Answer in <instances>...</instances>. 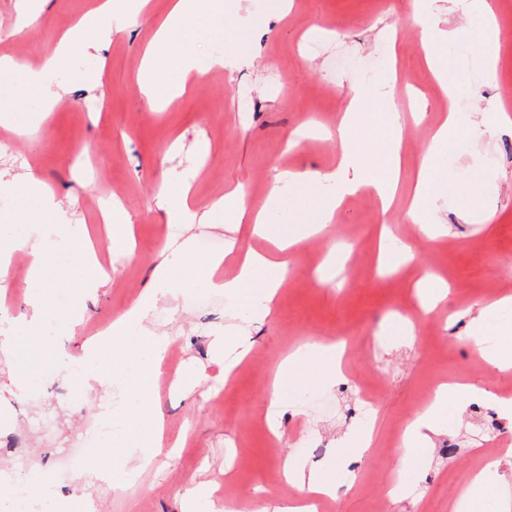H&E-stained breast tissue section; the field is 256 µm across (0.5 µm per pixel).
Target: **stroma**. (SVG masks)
Instances as JSON below:
<instances>
[{
    "instance_id": "obj_1",
    "label": "stroma",
    "mask_w": 512,
    "mask_h": 512,
    "mask_svg": "<svg viewBox=\"0 0 512 512\" xmlns=\"http://www.w3.org/2000/svg\"><path fill=\"white\" fill-rule=\"evenodd\" d=\"M224 28L203 34L194 45L209 54L214 43L231 55L226 29L236 17H265L251 35L250 65L219 68L176 98L166 109H152L141 96L138 72L142 52L166 16L170 0H150L136 26L112 36L95 55L74 51L85 70L96 73L100 88L73 85L35 137H17L32 168L59 199L76 204L110 274L105 288L86 299L76 335L54 345H27L22 358L31 372L29 385L15 389L0 379V470L12 475L18 490L34 494L27 470L52 472L58 458L83 441L91 425L109 420L116 395L73 384L71 376L48 374L50 356H76L81 346L107 328L152 282L161 253L173 243V232L155 206L159 186L169 176L196 172L193 205L207 210L230 189H239L249 208L264 204L274 167L329 172L336 168V138L316 135L291 146L293 132L313 121L335 129L354 93H369L356 66L382 56L391 64L379 78L396 77L398 86L419 97V112L400 115L405 179L416 174L422 153L448 112V102L429 72L409 16V0H293L285 19L270 14V0H233ZM95 0H50L41 25L12 35L22 7L20 0H0V53L22 62H36L50 52L63 31L88 12ZM500 27V66L489 80L479 57L470 50L458 56L466 78L460 96L468 107L460 112V132L470 138L469 150L453 167L463 177L470 165L486 168L494 189L488 200L495 212L487 224H476L463 206L438 200L437 223L446 236L432 241L404 217L405 194H398L390 213L377 198L362 193L347 198L328 234L294 252L271 317L248 329L251 352L232 380L224 378L225 357L215 346L219 336H234L240 322L220 291L206 290L205 305L189 307L187 286L159 301L151 315L156 331L178 350L171 383L157 381L151 410L163 421L162 446L151 466L139 472L130 490L119 491L102 479L79 473L57 479L63 496L79 497L89 512H189L187 492L208 485L217 505L233 512H259L269 503L297 497L282 470L292 458L305 470L333 481L332 496L318 499V512H448L459 488L486 466L500 465L492 476L491 495L512 500V457L500 442L488 444V421L464 408L458 422L433 436L426 470L415 485L420 495L384 497L382 486L394 475L398 436L427 403L432 382L465 379L512 387V372L501 373L460 340L465 320L447 326L450 314L473 304L512 296V126L494 134L473 135L488 118L490 103L512 90V0H491ZM208 143L201 156L200 143ZM132 214L136 249L127 258L112 252L98 215L113 198ZM414 253L413 269L393 279L375 272L382 223ZM348 240L351 249L338 259L342 270L333 284L315 277L329 247ZM27 260L16 255L7 279L0 281V329L28 311ZM445 277L451 294L432 313H423L412 295L419 271ZM415 316V337H391L384 327L395 310ZM344 343L343 380L330 389H311L306 403L292 401L279 419L280 436L271 440L266 418L269 385L284 356L305 342ZM378 393L373 443L348 468L336 453V440L359 428L356 414L361 389ZM318 445L301 449L300 435Z\"/></svg>"
}]
</instances>
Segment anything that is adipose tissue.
<instances>
[{"mask_svg": "<svg viewBox=\"0 0 512 512\" xmlns=\"http://www.w3.org/2000/svg\"><path fill=\"white\" fill-rule=\"evenodd\" d=\"M435 3L436 0H411L410 12L419 27L422 51L453 96L458 92V82L446 47L462 45L479 51L486 73H494L498 29L488 0H448L449 10L467 20L465 26L448 31L439 27ZM141 9L140 0H101L93 14L69 28L53 51L38 63L22 65L13 56L1 54L0 73L7 80L0 83V98L11 101L12 107L0 113V124L26 133L40 128L48 114L65 100V88L53 84L52 79L69 66L74 49H97L102 41L131 27ZM223 18L224 0H173L144 54L138 74L139 90L152 107L167 106L186 91L189 83L198 81L212 68L224 66L223 57H200L188 47L198 30ZM393 92V84L387 83L376 96L353 97L340 131L341 159L335 170L317 175L276 171L269 199L275 206L287 204L289 221L271 223L269 212L248 210L243 196L235 191L216 199L203 216L230 227L233 236L228 249L237 247L242 233L265 238L281 252L304 246L322 235L346 196L363 189L375 192L383 205H391L401 187L402 148V130L392 106ZM458 137L459 118L452 106L412 182L405 216L413 223H432V205L439 197H461V190L441 162ZM192 182V176H175L160 193L157 204L180 244L157 265L152 288L116 316L102 337L85 345L75 358L92 389L109 390L113 380L132 366L136 373L130 390L135 395L148 396L166 350V337L151 328L150 317L157 302L171 295L173 284L223 291L227 298L237 301L240 314L250 322L265 320L275 308L288 272L286 262L249 249L240 259L237 276L223 280L215 276L224 263L223 256L196 257L191 230L201 215L191 201ZM0 195L16 201L14 209L0 217V279L7 277L16 254L26 255L29 267L30 313L13 324L0 342V352L10 357L31 337L40 338L47 332L56 336L74 334L81 323L78 312L83 300L103 284L107 273L83 225L72 221L69 208L34 170L13 176L0 173ZM61 249L72 260L68 278L77 287L72 301L63 309L54 303V258ZM495 309L512 310V297H502L493 307L478 309L468 321L469 331L463 341L481 352L491 366L506 371L512 369V320H491L490 313ZM339 357L336 345L322 343L306 345L304 354L289 355L268 392V414L276 417L287 409L288 389L335 386L341 376ZM475 399L512 416V399L491 387L456 381L440 384L429 405L403 431L397 472L413 476L423 473L424 449L432 434L457 421L462 402ZM283 468L288 482L303 495L275 512H315L311 497L332 495L334 488L328 480L316 474L304 475L293 460H285ZM488 491L486 473L474 475L460 490L453 512H487L491 506L497 512H512L508 500L490 502Z\"/></svg>", "mask_w": 512, "mask_h": 512, "instance_id": "ef3b65f1", "label": "adipose tissue"}]
</instances>
